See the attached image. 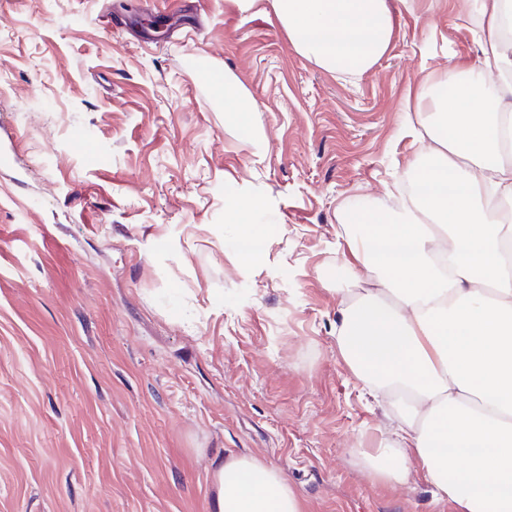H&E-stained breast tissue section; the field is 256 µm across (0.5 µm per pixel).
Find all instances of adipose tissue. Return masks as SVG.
Here are the masks:
<instances>
[{
    "label": "adipose tissue",
    "mask_w": 512,
    "mask_h": 512,
    "mask_svg": "<svg viewBox=\"0 0 512 512\" xmlns=\"http://www.w3.org/2000/svg\"><path fill=\"white\" fill-rule=\"evenodd\" d=\"M289 43L317 66L355 81L388 51L389 0H267ZM481 66L430 77L414 91L430 187L381 224L343 211L355 265L367 269L336 330L339 349L374 395L404 402L400 431L367 462L407 482L416 455L437 499L459 512H512V0H476ZM257 200L241 190L230 220L243 263L268 241L241 222ZM214 512H302L278 469L229 456L212 472Z\"/></svg>",
    "instance_id": "adipose-tissue-1"
}]
</instances>
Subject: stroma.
I'll list each match as a JSON object with an SVG mask.
<instances>
[{
    "label": "stroma",
    "instance_id": "obj_1",
    "mask_svg": "<svg viewBox=\"0 0 512 512\" xmlns=\"http://www.w3.org/2000/svg\"><path fill=\"white\" fill-rule=\"evenodd\" d=\"M390 3V48L352 84L235 0H0V512H212L230 454L304 512H457L366 466L396 409L336 342L340 212L393 206L408 92L480 66L474 0ZM197 54L256 103L263 156ZM243 188L269 241L251 267L224 220Z\"/></svg>",
    "mask_w": 512,
    "mask_h": 512
}]
</instances>
